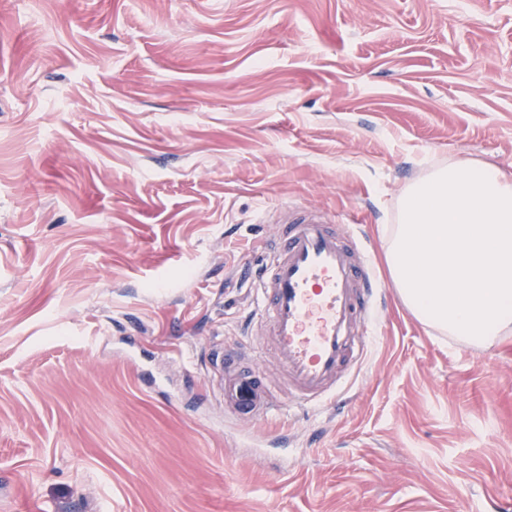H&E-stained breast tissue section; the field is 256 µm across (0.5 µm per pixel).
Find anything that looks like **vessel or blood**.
I'll list each match as a JSON object with an SVG mask.
<instances>
[{"instance_id":"1","label":"vessel or blood","mask_w":512,"mask_h":512,"mask_svg":"<svg viewBox=\"0 0 512 512\" xmlns=\"http://www.w3.org/2000/svg\"><path fill=\"white\" fill-rule=\"evenodd\" d=\"M284 232L262 266L260 319L302 407L329 402L351 363L366 353L367 324L381 284L365 258L309 209H284ZM242 349L224 352V411L240 421L268 417L276 401L261 373L243 365Z\"/></svg>"}]
</instances>
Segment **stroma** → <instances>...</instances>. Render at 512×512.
Segmentation results:
<instances>
[{
	"label": "stroma",
	"instance_id": "35a3bbf8",
	"mask_svg": "<svg viewBox=\"0 0 512 512\" xmlns=\"http://www.w3.org/2000/svg\"><path fill=\"white\" fill-rule=\"evenodd\" d=\"M468 160L512 165V0H0V512L512 504V336L424 324L385 261L403 190ZM285 206L386 289L306 413L242 270ZM228 347L282 418L225 415Z\"/></svg>",
	"mask_w": 512,
	"mask_h": 512
}]
</instances>
